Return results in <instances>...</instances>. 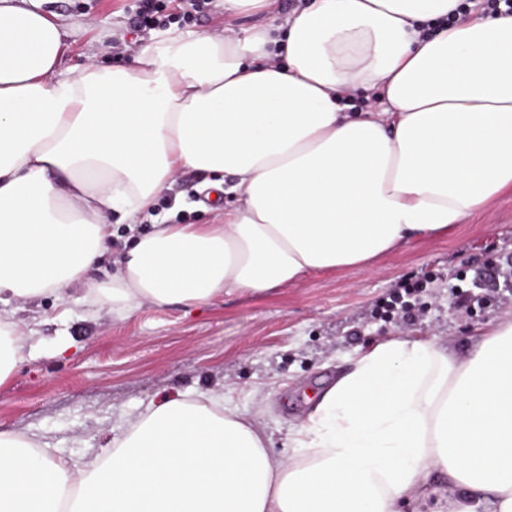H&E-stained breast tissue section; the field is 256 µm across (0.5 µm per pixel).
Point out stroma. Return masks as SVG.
<instances>
[{"mask_svg":"<svg viewBox=\"0 0 512 512\" xmlns=\"http://www.w3.org/2000/svg\"><path fill=\"white\" fill-rule=\"evenodd\" d=\"M136 0H46V11L73 23L75 42L63 68L88 52L101 64L123 58L144 34L130 28ZM202 174L181 172L158 198L171 224H206L212 215L197 192ZM512 253V196L492 203L448 235L418 239L378 261L377 272L349 268L310 275L261 296L225 297L203 306L144 307L116 316L76 299L44 297L17 316L34 347L0 385V430L25 434L50 455L83 463L101 452L109 433L162 397L229 389L241 411L268 406L262 421L270 451L291 456L288 426L307 407L305 393L327 386L360 350L397 335L462 343L475 324L512 310V287L497 281L485 305L465 312L451 291L467 287L477 268ZM420 282L414 319L397 322L374 307L396 286ZM70 348L59 352L60 340Z\"/></svg>","mask_w":512,"mask_h":512,"instance_id":"35a3bbf8","label":"stroma"}]
</instances>
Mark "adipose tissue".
<instances>
[{
    "label": "adipose tissue",
    "mask_w": 512,
    "mask_h": 512,
    "mask_svg": "<svg viewBox=\"0 0 512 512\" xmlns=\"http://www.w3.org/2000/svg\"><path fill=\"white\" fill-rule=\"evenodd\" d=\"M460 0H219L225 20L141 42L130 64L62 69L71 28L0 0V384L30 335L17 309L66 288L123 316L374 269L512 194V14L448 23ZM379 92L376 112L346 99ZM232 208L170 224L183 169ZM134 237L88 273L111 214ZM274 458L224 392L165 399L79 465L0 431V512H512V312L462 350L396 336L313 396ZM114 235L112 245L96 262L89 273L92 282L107 283L112 281V274L116 273L117 266L114 264L115 256L123 250L124 238L126 233V224H116L119 222V215L114 213L110 218Z\"/></svg>",
    "instance_id": "adipose-tissue-1"
}]
</instances>
